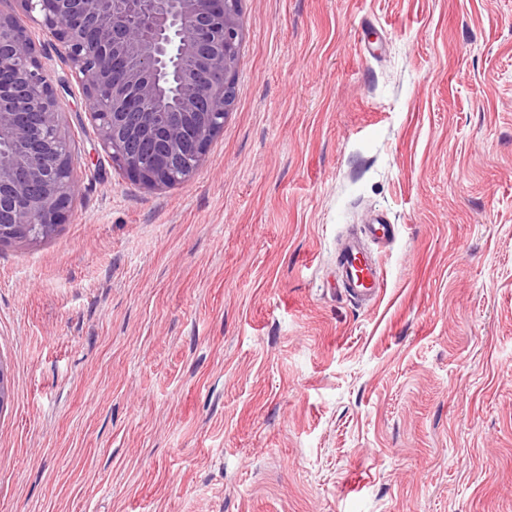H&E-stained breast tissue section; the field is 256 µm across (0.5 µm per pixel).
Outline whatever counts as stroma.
Listing matches in <instances>:
<instances>
[{
  "mask_svg": "<svg viewBox=\"0 0 512 512\" xmlns=\"http://www.w3.org/2000/svg\"><path fill=\"white\" fill-rule=\"evenodd\" d=\"M224 130L0 247V512H512V0H241ZM381 213L382 288L336 286Z\"/></svg>",
  "mask_w": 512,
  "mask_h": 512,
  "instance_id": "35a3bbf8",
  "label": "stroma"
}]
</instances>
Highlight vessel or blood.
Returning a JSON list of instances; mask_svg holds the SVG:
<instances>
[{
  "instance_id": "obj_1",
  "label": "vessel or blood",
  "mask_w": 512,
  "mask_h": 512,
  "mask_svg": "<svg viewBox=\"0 0 512 512\" xmlns=\"http://www.w3.org/2000/svg\"><path fill=\"white\" fill-rule=\"evenodd\" d=\"M395 236L394 225L373 219L360 234L347 238L338 254L337 285L354 301L369 302L376 296L377 268L367 247L388 245Z\"/></svg>"
}]
</instances>
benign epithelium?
Listing matches in <instances>:
<instances>
[{
  "mask_svg": "<svg viewBox=\"0 0 512 512\" xmlns=\"http://www.w3.org/2000/svg\"><path fill=\"white\" fill-rule=\"evenodd\" d=\"M61 44L101 149L147 188L191 180L233 103L238 0H19ZM0 246L48 236L74 191L63 112L39 49L0 14Z\"/></svg>",
  "mask_w": 512,
  "mask_h": 512,
  "instance_id": "1",
  "label": "benign epithelium"
}]
</instances>
